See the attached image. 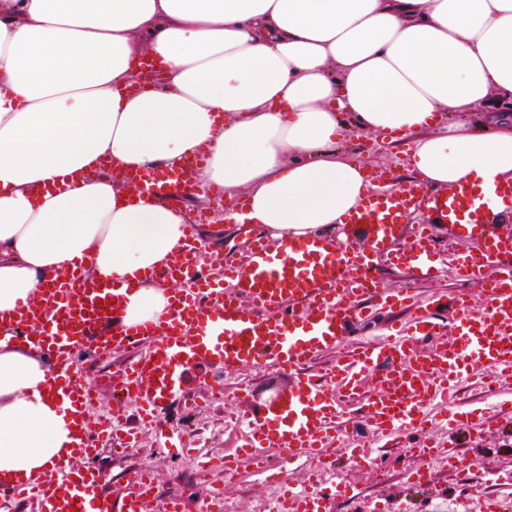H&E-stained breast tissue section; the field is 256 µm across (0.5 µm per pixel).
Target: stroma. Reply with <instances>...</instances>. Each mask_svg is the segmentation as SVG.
<instances>
[{"instance_id":"1","label":"stroma","mask_w":512,"mask_h":512,"mask_svg":"<svg viewBox=\"0 0 512 512\" xmlns=\"http://www.w3.org/2000/svg\"><path fill=\"white\" fill-rule=\"evenodd\" d=\"M337 147L357 157L367 168L390 171L391 188H398L414 177L409 166L410 138L386 144L352 126ZM179 205L196 221L201 241L209 246L222 243L224 258L243 261L247 239L238 224L225 220L223 201L211 195L203 199L189 196L180 200ZM409 242V235H402L393 246V255L374 266L372 275L379 287L390 295L409 288L423 301H448L463 290L464 284L456 278L453 266L459 255L471 250V243L440 230L436 252L443 270L426 278L412 262L395 258ZM357 303L372 306L375 319L354 326L348 340L309 363V373H317L322 365L345 361L351 346L382 340L389 323L409 327L416 317L413 310L392 308L378 299L363 296ZM144 350L141 343L112 350L85 374V385L98 393L96 406L88 413L90 423H97L101 414L109 412L126 419L125 430L133 435L131 447L120 456L114 454L110 439L103 437L96 442L94 463L106 477L104 490L112 497V512H126L125 504L131 496L129 477L139 469L152 475L153 512H163L167 502L174 498L183 502L186 512H201L217 490L230 504L231 512H268L272 484L249 458L239 457L238 473L233 480L224 478L221 460L236 454L246 441L245 435L224 417V395L237 393L240 404L256 408L284 391L289 385L288 378L271 368L246 367L224 373L214 366L192 365L183 379V399L170 402L146 425L140 421L135 398L116 393L108 384L110 376L122 374ZM449 408L471 419L485 420L484 432L466 430L448 435L442 420ZM430 414L428 424L418 433L419 439L456 449L468 459V466L451 470L444 462L434 463L429 489H408L407 475L414 462L404 451V437L395 435L380 445L385 459L382 466L373 468L346 455L335 468L322 472V479L341 477L354 491L353 499L334 503L332 512H379L387 502L409 508L410 512H480L485 499L512 501V379L491 387L478 377L464 381L453 402L437 399ZM199 453L217 463L205 481L196 474L195 456Z\"/></svg>"}]
</instances>
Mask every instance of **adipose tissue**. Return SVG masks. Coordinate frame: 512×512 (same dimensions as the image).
<instances>
[{
  "mask_svg": "<svg viewBox=\"0 0 512 512\" xmlns=\"http://www.w3.org/2000/svg\"><path fill=\"white\" fill-rule=\"evenodd\" d=\"M151 56L158 84H136ZM512 0H0V311L90 254L120 280L183 246V208L104 175L203 150L190 193L244 198L230 220L277 241L327 233L368 193L336 149L347 124L412 136L436 188L512 182ZM153 279L123 322L168 309ZM48 366L0 340V477L35 480L71 442Z\"/></svg>",
  "mask_w": 512,
  "mask_h": 512,
  "instance_id": "obj_1",
  "label": "adipose tissue"
}]
</instances>
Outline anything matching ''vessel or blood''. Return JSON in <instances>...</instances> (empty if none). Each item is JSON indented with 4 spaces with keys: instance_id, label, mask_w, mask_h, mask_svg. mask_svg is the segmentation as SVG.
<instances>
[{
    "instance_id": "1",
    "label": "vessel or blood",
    "mask_w": 512,
    "mask_h": 512,
    "mask_svg": "<svg viewBox=\"0 0 512 512\" xmlns=\"http://www.w3.org/2000/svg\"><path fill=\"white\" fill-rule=\"evenodd\" d=\"M205 161L199 154L179 169L129 172L124 179L148 196L182 198L193 168ZM498 203L512 204V184L480 189L463 183L440 190L412 180L395 191L371 193L344 224L363 238L362 248H334L327 236L278 245L253 238L244 265L224 266L225 277L235 283L231 293L205 276L194 253L186 252L157 272L184 287L173 294L166 318L156 323L115 324L126 290L96 275L92 257L73 262L42 288L37 300L0 314V339L34 345L53 363L44 390L73 409L72 450L56 463L60 479L0 481V491L13 497L36 494L44 512H112L111 498L98 491L104 476L91 464L94 436L86 413L94 400L81 375L107 351L138 341L154 347L130 366L122 382L148 414L177 396L180 374L190 365L216 363L227 371L274 367L293 375L289 389L271 400L263 414L249 410L244 419L251 442L317 459L328 455L333 443L328 424L365 372L381 371L383 385L369 394L368 411L354 425L376 437L420 428L429 405L450 394L460 380L486 370L512 377V235L493 229L500 219L493 211ZM419 209L427 221L418 225L408 247L411 258L421 270L433 271L430 246L440 224L455 238L475 242V250L460 256L457 274L477 287L485 308L475 309L469 295H461L452 340L442 338L434 321L423 319L411 329H394L383 343L354 350L347 362L328 367L324 381L312 380L305 365L348 337L360 320L353 312L357 298L384 296L369 271L377 257L390 254L407 217ZM420 339L429 351L417 350ZM414 453L446 461L452 469L461 463L455 449L440 443L420 442ZM80 458L86 467H76ZM131 482L138 492L128 512H148L150 473L136 471ZM309 482L310 490L287 491L288 512H327L331 499L348 492L340 480L324 488L313 474Z\"/></svg>"
}]
</instances>
